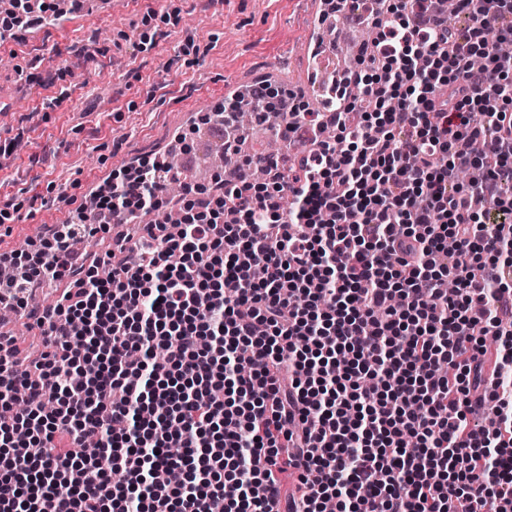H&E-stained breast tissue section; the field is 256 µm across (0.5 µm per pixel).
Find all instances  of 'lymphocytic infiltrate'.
<instances>
[{
	"label": "lymphocytic infiltrate",
	"mask_w": 512,
	"mask_h": 512,
	"mask_svg": "<svg viewBox=\"0 0 512 512\" xmlns=\"http://www.w3.org/2000/svg\"><path fill=\"white\" fill-rule=\"evenodd\" d=\"M327 3L369 6L378 49L333 111L289 93L280 134L316 132L293 167L242 150L230 97L201 121L265 180L215 193L140 160L0 249L23 270L0 309L64 286L39 359L0 335V512H512V59L490 42L512 0H457L464 26L437 0ZM57 13L12 0L0 36ZM176 182L179 232L75 251Z\"/></svg>",
	"instance_id": "obj_1"
}]
</instances>
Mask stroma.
I'll list each match as a JSON object with an SVG mask.
<instances>
[{
    "label": "stroma",
    "instance_id": "stroma-1",
    "mask_svg": "<svg viewBox=\"0 0 512 512\" xmlns=\"http://www.w3.org/2000/svg\"><path fill=\"white\" fill-rule=\"evenodd\" d=\"M320 2L125 0L37 43L0 39V144L23 143L0 157V199L19 206L0 224V246L66 222L90 187L130 159L159 156L185 113L220 109L226 86L284 84L314 102L305 46ZM94 35V54H77Z\"/></svg>",
    "mask_w": 512,
    "mask_h": 512
}]
</instances>
